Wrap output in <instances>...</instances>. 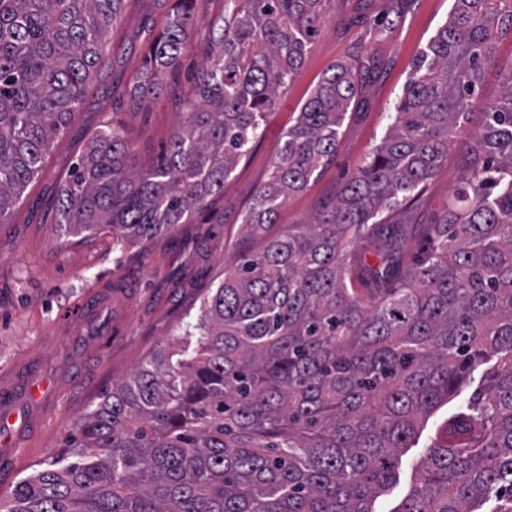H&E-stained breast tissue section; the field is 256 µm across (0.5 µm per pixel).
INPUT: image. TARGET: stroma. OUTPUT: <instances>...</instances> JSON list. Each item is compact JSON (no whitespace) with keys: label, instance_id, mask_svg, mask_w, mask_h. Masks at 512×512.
I'll use <instances>...</instances> for the list:
<instances>
[{"label":"stroma","instance_id":"stroma-1","mask_svg":"<svg viewBox=\"0 0 512 512\" xmlns=\"http://www.w3.org/2000/svg\"><path fill=\"white\" fill-rule=\"evenodd\" d=\"M452 6L453 0H416L381 38L373 27L377 19L391 14L392 0H327L326 23L296 75L266 112L257 140L225 180L223 192L169 232L120 243L108 230L78 234L59 223L60 191L88 140L111 120L125 125L138 164H152L180 124L183 102L195 91L200 62L199 46L189 44L163 94L134 98L133 79L170 5L168 0H125L108 34L105 65L90 93L49 152L42 174L15 206L10 222L0 224V383L35 360L46 377L60 385L55 404L16 449L8 475H0V502L8 501L17 484L39 465L64 457L78 422L100 405L113 385L172 341L189 345V337H175L176 325L191 322L201 301L223 280L225 268L256 248V241L242 229L245 214L268 182L301 106L330 66L358 52L380 62L381 70L349 110L335 160L315 172L305 190L288 198L268 234L309 223L331 206L384 135L417 55ZM511 58L512 43L502 42L498 64L485 71L475 114L464 123L447 163L415 205V223L431 224L442 214L460 174L469 134L479 120L477 111L498 98L499 65ZM105 278L130 292L118 309L121 323L114 329L112 345L101 350L92 335H85L77 361L66 363L72 335L80 329L68 313ZM490 370L487 364L474 369L457 395L430 416L416 444L401 452L399 479L375 500L374 512H394L413 491L428 445L442 438L447 418L466 409Z\"/></svg>","mask_w":512,"mask_h":512}]
</instances>
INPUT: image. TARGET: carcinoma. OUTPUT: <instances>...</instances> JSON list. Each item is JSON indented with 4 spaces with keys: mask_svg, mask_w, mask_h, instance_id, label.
Masks as SVG:
<instances>
[{
    "mask_svg": "<svg viewBox=\"0 0 512 512\" xmlns=\"http://www.w3.org/2000/svg\"><path fill=\"white\" fill-rule=\"evenodd\" d=\"M124 0H0V224L72 121ZM328 0H224L206 21L175 0L133 95H160L198 37L196 98L155 163L120 123L88 142L59 223L150 239L224 191L263 113L302 64ZM512 35V0H454L392 122L333 208L266 236L204 299L196 355L172 344L112 387L66 457L21 480L0 512H372L399 452L475 367L495 369L426 449L396 512H512V66L435 224L410 213L448 162L487 66ZM377 69L334 64L303 104L244 219L255 236L336 156ZM427 238L416 255L413 244ZM378 258L368 261V254Z\"/></svg>",
    "mask_w": 512,
    "mask_h": 512,
    "instance_id": "cac0c4a2",
    "label": "carcinoma"
}]
</instances>
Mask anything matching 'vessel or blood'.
Here are the masks:
<instances>
[{
  "label": "vessel or blood",
  "instance_id": "1",
  "mask_svg": "<svg viewBox=\"0 0 512 512\" xmlns=\"http://www.w3.org/2000/svg\"><path fill=\"white\" fill-rule=\"evenodd\" d=\"M112 307V289L91 293L82 303L79 313L87 328H94L99 316ZM53 396V388L38 364L30 363L16 371L12 380L0 386V465L12 459L18 436L33 424L29 407Z\"/></svg>",
  "mask_w": 512,
  "mask_h": 512
}]
</instances>
